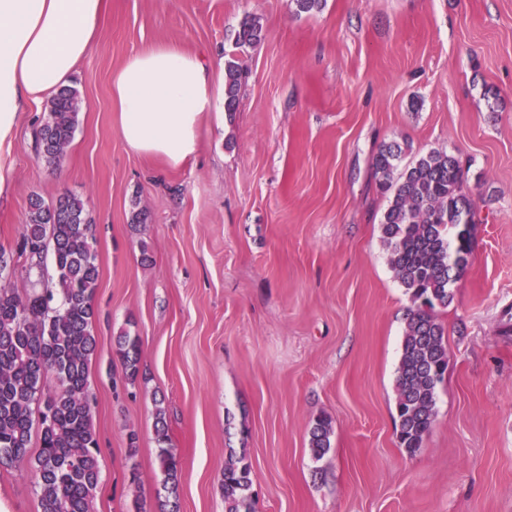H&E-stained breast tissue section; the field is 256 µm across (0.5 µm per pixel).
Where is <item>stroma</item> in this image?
I'll return each mask as SVG.
<instances>
[{
	"label": "stroma",
	"instance_id": "obj_1",
	"mask_svg": "<svg viewBox=\"0 0 512 512\" xmlns=\"http://www.w3.org/2000/svg\"><path fill=\"white\" fill-rule=\"evenodd\" d=\"M261 41L232 119H203L173 167L130 152L112 74L175 46L224 56L244 15ZM79 124L57 166L41 158L43 112L22 113L0 197L13 249L30 195H80L100 268L90 363L101 481L93 512H157L154 434L163 403L182 460L180 512H224L231 454L251 466L258 512H512V0H108L69 81ZM407 144L468 166L475 243L438 316L448 368L422 447L397 440L395 379L410 296L381 238L387 200L372 160ZM140 339L124 386L112 358ZM332 420L313 459L314 418ZM139 447L129 457L126 433ZM29 463L0 466L9 512H39ZM112 354L122 365L127 383L135 384L139 375V337L131 336L127 331L121 332L112 340Z\"/></svg>",
	"mask_w": 512,
	"mask_h": 512
}]
</instances>
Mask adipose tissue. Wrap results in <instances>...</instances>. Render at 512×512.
I'll list each match as a JSON object with an SVG mask.
<instances>
[{
    "label": "adipose tissue",
    "mask_w": 512,
    "mask_h": 512,
    "mask_svg": "<svg viewBox=\"0 0 512 512\" xmlns=\"http://www.w3.org/2000/svg\"><path fill=\"white\" fill-rule=\"evenodd\" d=\"M104 0H0V147L22 113L65 86L88 55ZM219 62L172 46L129 57L112 75V103L127 148L184 164L204 113L217 111Z\"/></svg>",
    "instance_id": "obj_1"
}]
</instances>
